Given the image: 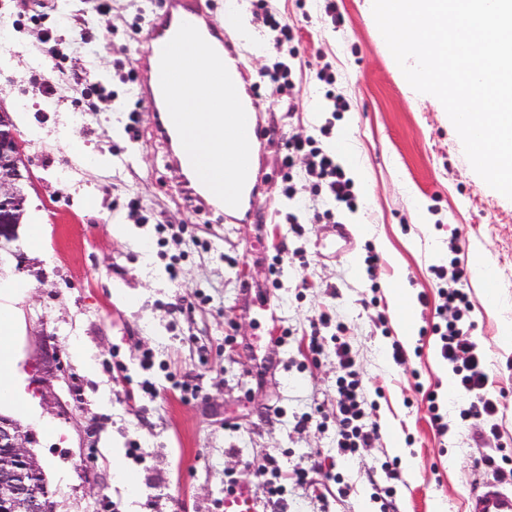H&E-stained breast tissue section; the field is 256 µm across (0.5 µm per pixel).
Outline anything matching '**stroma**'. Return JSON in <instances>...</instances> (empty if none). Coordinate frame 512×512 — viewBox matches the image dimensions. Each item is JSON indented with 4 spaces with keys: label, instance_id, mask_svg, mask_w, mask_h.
Masks as SVG:
<instances>
[{
    "label": "stroma",
    "instance_id": "stroma-1",
    "mask_svg": "<svg viewBox=\"0 0 512 512\" xmlns=\"http://www.w3.org/2000/svg\"><path fill=\"white\" fill-rule=\"evenodd\" d=\"M54 3L46 22L57 25L65 56L45 70L40 28L29 20L33 0H0L9 32L8 47H0V107L25 116L18 130L33 184L24 221L42 227L39 250L20 240L34 275L0 265V282L29 286L13 304L11 337L14 387L27 411L4 403L0 414L35 435L57 512H100L105 498L119 512H222L228 482L262 496L255 468L272 454L286 473L300 463L315 467L309 483L288 484L274 512H468L475 484L493 476L478 459L512 455V346L501 336L503 323H512V200L473 170L441 102L409 85L372 0H336L337 26L319 0H273L299 28L289 61L299 104L282 112L280 93L266 89L255 179L246 201L220 219L183 199L154 113L142 111L139 139L124 130L123 106L134 97L114 79L112 63L135 60L141 37L128 22L137 10H157L159 0H111L92 18L107 39L94 54L74 45L84 0ZM312 63L335 71L346 111L326 108ZM84 70L118 94L95 114L76 105L74 77ZM47 79L55 88L49 103L41 97ZM292 136L316 137L339 164L351 156L361 163L365 174L354 183L363 208L338 212L334 225L311 223L312 182L297 176L294 197H286L279 156L268 146ZM88 152L109 166L86 165ZM130 196L142 201L145 221L129 218ZM290 213L301 232L286 224ZM116 220L124 236L113 235ZM372 251L380 256L374 268L366 262ZM454 258L496 275L495 302L476 282L465 288L467 336L486 354L499 400L495 439H478L460 419L465 401L449 395L452 368L430 331L439 291L450 282L437 269ZM394 283L416 300L409 341L391 301ZM323 313L328 323H320ZM314 338L322 346L316 354ZM339 339L350 346L365 422L376 430L350 460L336 454ZM46 344L62 365L47 396L34 387L45 376ZM397 344L407 364L394 362ZM148 353L154 365L146 371ZM181 379L197 385L196 396L181 395L174 386ZM145 380L156 396L141 393ZM429 390L441 398L447 432L431 421ZM135 445L142 461L126 455ZM392 458L401 462L395 481L382 468ZM125 471L137 477V495L127 493ZM386 485L394 495L384 509L374 493Z\"/></svg>",
    "mask_w": 512,
    "mask_h": 512
}]
</instances>
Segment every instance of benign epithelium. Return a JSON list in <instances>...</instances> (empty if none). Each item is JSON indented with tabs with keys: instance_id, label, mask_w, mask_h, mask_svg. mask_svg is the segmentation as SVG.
Masks as SVG:
<instances>
[{
	"instance_id": "7a95c632",
	"label": "benign epithelium",
	"mask_w": 512,
	"mask_h": 512,
	"mask_svg": "<svg viewBox=\"0 0 512 512\" xmlns=\"http://www.w3.org/2000/svg\"><path fill=\"white\" fill-rule=\"evenodd\" d=\"M33 180L24 143L10 113L0 110V265L10 257L15 271H30L15 245L26 212L20 186ZM33 437L17 421L0 415V512H55L42 466L30 449Z\"/></svg>"
}]
</instances>
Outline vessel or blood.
<instances>
[{
    "label": "vessel or blood",
    "mask_w": 512,
    "mask_h": 512,
    "mask_svg": "<svg viewBox=\"0 0 512 512\" xmlns=\"http://www.w3.org/2000/svg\"><path fill=\"white\" fill-rule=\"evenodd\" d=\"M184 22L198 29L223 60L231 77L239 76L243 63L231 47L225 44L223 26L206 11L201 0H162L159 10L152 13L143 36L144 49L136 61L138 92L154 112L161 138L176 144L173 160L187 170L191 162L185 150L178 146L180 138L169 116L160 86L161 51ZM224 512H258V508L250 490L241 488L225 496ZM469 512H512V490L504 488L499 481H485L473 490L469 499Z\"/></svg>",
    "instance_id": "1"
}]
</instances>
